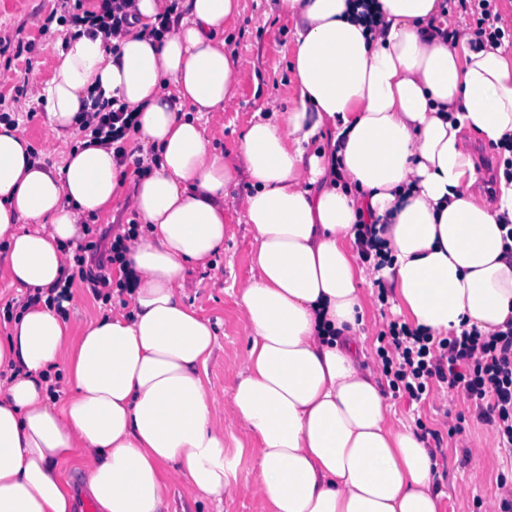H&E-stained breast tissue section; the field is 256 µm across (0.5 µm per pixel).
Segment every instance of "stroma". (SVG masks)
Listing matches in <instances>:
<instances>
[{
    "label": "stroma",
    "instance_id": "1",
    "mask_svg": "<svg viewBox=\"0 0 512 512\" xmlns=\"http://www.w3.org/2000/svg\"><path fill=\"white\" fill-rule=\"evenodd\" d=\"M54 5L53 0H0V71L8 81L0 86V95L18 98L17 124L29 140L33 152L49 167L61 166L72 141L57 136L50 128L42 103L35 101L37 82L51 78L65 36L61 27L42 30L41 25ZM242 13L237 24L224 34L226 47L243 62L246 78L223 111L206 115L204 127L227 161L239 158L240 136L255 112H284L290 105V70L293 57V21L279 14L274 0H241ZM23 96H16V88ZM249 182L237 172L224 190V222L228 233L224 249L208 267H189L184 301L209 320L218 347L206 368L209 387L221 402L219 418L224 426L226 447H233L238 434L236 414L231 402L230 374L240 364L248 336L240 322L237 305L240 286L249 279L253 262V239L240 207ZM120 296L110 304L95 298L87 284L74 282L67 319L82 325L107 311L129 312ZM393 419L416 427L428 439L436 469V483L445 493L444 512H478V502L495 501L499 495L497 477L512 472V456L497 445L491 428L471 415L460 392L447 384L432 382L426 400L415 402L407 395L389 396ZM465 422H457L458 413ZM461 430L449 434L452 424ZM174 496L182 498L188 512H267L263 498L252 494L224 497L222 502L193 501L186 484H178Z\"/></svg>",
    "mask_w": 512,
    "mask_h": 512
}]
</instances>
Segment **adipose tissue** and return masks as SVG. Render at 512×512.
I'll return each mask as SVG.
<instances>
[{
  "instance_id": "adipose-tissue-1",
  "label": "adipose tissue",
  "mask_w": 512,
  "mask_h": 512,
  "mask_svg": "<svg viewBox=\"0 0 512 512\" xmlns=\"http://www.w3.org/2000/svg\"><path fill=\"white\" fill-rule=\"evenodd\" d=\"M135 5L120 58L104 35L72 39L37 96L60 136L90 95L128 104L146 173L84 141L47 167L0 123L11 285L64 283L84 216L123 202L142 220L118 272L131 313L77 328L42 298L0 338V512H80L84 496L96 512H169L180 481L199 499L237 492L203 379L217 335L182 290L188 266L224 247L239 167L255 251L231 399L236 448L253 442L258 456L249 492L269 512H443L430 451L392 420L368 355L364 290L383 280L406 322L436 336L512 321V177L483 200L469 147L512 142V54L463 30L444 38V0H277L294 21L292 105L245 129L233 166L202 120L246 74L224 46L241 0ZM165 13L171 31L151 37ZM372 217L388 251L379 268L354 252L356 224ZM57 380L70 391L60 404Z\"/></svg>"
}]
</instances>
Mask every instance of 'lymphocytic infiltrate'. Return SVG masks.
<instances>
[{
	"instance_id": "1",
	"label": "lymphocytic infiltrate",
	"mask_w": 512,
	"mask_h": 512,
	"mask_svg": "<svg viewBox=\"0 0 512 512\" xmlns=\"http://www.w3.org/2000/svg\"><path fill=\"white\" fill-rule=\"evenodd\" d=\"M83 0H61L59 23L69 35L103 32L110 38L112 52L131 25L134 0H100L98 13H83ZM136 120L119 99L92 98L85 104L79 127L81 137L114 148L120 160H132L142 167L141 158H130L123 140L136 131ZM377 362L393 391H404L421 399L430 380L459 390L472 404L477 420L489 425L498 445L512 454V322L504 330L485 336L465 330L452 336H434L389 321L379 336Z\"/></svg>"
}]
</instances>
